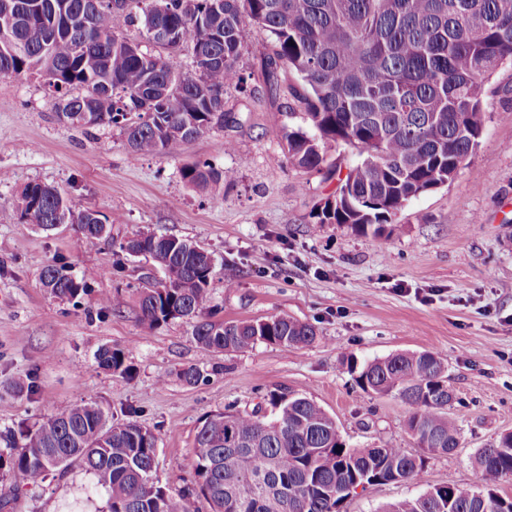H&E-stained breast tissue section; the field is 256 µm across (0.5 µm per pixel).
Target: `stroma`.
<instances>
[{
    "mask_svg": "<svg viewBox=\"0 0 512 512\" xmlns=\"http://www.w3.org/2000/svg\"><path fill=\"white\" fill-rule=\"evenodd\" d=\"M244 44L246 83L226 96L239 126L210 130L174 156L131 159L118 128L73 127L37 80L0 77V432L97 401L115 419L155 430L157 477L176 495L193 479L194 435L207 417L228 406L270 412L269 393L282 391L320 404L347 447L414 454L409 407L364 393L345 359L430 350L445 359L461 401L458 447L428 456L418 479L352 494L342 512H377L437 485L475 487L478 450L512 432V66L490 79L479 145L455 178L413 199L382 235H363L315 225V206L334 186L294 167L283 149L281 128L304 116L290 113L285 90L264 87L268 32L245 21ZM228 138L235 152L225 151ZM198 161L233 171V180L209 191L187 184L179 170ZM29 182L60 188L74 211L107 216L115 238L147 230L203 246L216 263L214 319L286 315L313 325L316 341L218 353L200 347L184 320L148 328L133 291L150 265L116 257L67 224L45 233L21 223L16 197ZM53 262L93 273L79 305L43 288L40 271ZM115 291L124 305L100 311L99 296ZM104 346L125 351L130 374L99 368L94 354ZM191 365L203 373L195 385L179 377ZM8 489L14 512L105 506L77 468L39 488L1 478Z\"/></svg>",
    "mask_w": 512,
    "mask_h": 512,
    "instance_id": "1",
    "label": "stroma"
}]
</instances>
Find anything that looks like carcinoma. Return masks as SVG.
Segmentation results:
<instances>
[{"instance_id": "cac0c4a2", "label": "carcinoma", "mask_w": 512, "mask_h": 512, "mask_svg": "<svg viewBox=\"0 0 512 512\" xmlns=\"http://www.w3.org/2000/svg\"><path fill=\"white\" fill-rule=\"evenodd\" d=\"M0 0V76L40 78L58 119L81 128L113 126L129 156L174 155L182 145L239 118L224 95L241 89L238 60L249 18L271 38L264 81H288L307 125L281 140L289 162L323 175L336 188L314 212L318 224H347L379 235L413 199L452 180L478 145L485 80L512 65V0ZM184 51L195 75L169 57L143 50L124 31ZM170 35L166 43L153 33ZM344 143L359 161L326 164L328 143ZM206 191L230 172L209 162L180 170ZM20 220L48 232L77 233L160 269L136 289L140 319L150 327L189 318L198 344L236 352L259 343L303 347L315 328L288 316L231 322L210 317L213 256L196 243L141 232L121 241L93 209L74 212L56 187L30 182L19 192ZM43 288L62 302L88 294L89 277L64 263L40 272ZM99 367L129 370L125 352L95 354ZM369 395L398 396L410 409L408 430L424 450L349 448L336 420L304 396L270 394L273 418L227 408L206 418L194 437V480L173 495L156 477L157 434L136 421L115 422L96 401L47 415L4 436L0 473L39 488L79 468L104 492L107 512H340L346 489L415 479L425 454L459 445L458 416L448 412V367L440 354L412 351L350 367ZM474 489L440 485L378 512H512L498 491L512 475V432L480 449Z\"/></svg>"}]
</instances>
